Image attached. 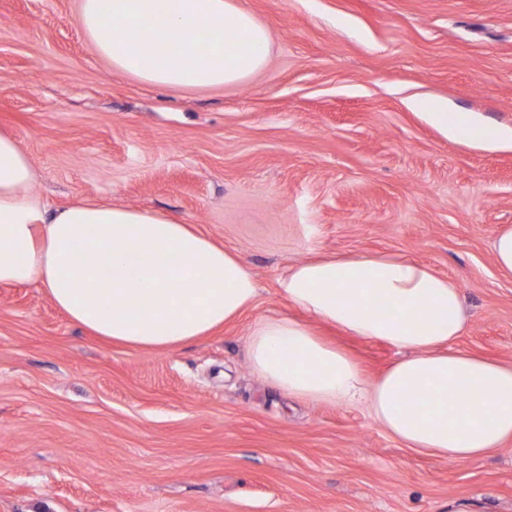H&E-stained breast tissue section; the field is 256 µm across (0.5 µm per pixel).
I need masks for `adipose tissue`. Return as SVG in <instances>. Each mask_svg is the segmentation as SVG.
<instances>
[{"label": "adipose tissue", "mask_w": 512, "mask_h": 512, "mask_svg": "<svg viewBox=\"0 0 512 512\" xmlns=\"http://www.w3.org/2000/svg\"><path fill=\"white\" fill-rule=\"evenodd\" d=\"M79 25L114 70L172 90L236 85L267 65L272 36L236 0H79ZM448 139L512 148V128L416 99ZM16 138L0 132V284H39L78 325L142 349L211 334L253 307L257 284L237 255L159 213L77 203L48 210ZM290 305L345 334L403 354L378 379L303 319L270 318L249 358L289 397L362 404L407 448L442 461L512 440V366L454 348L461 290L432 267L388 254L304 260L278 280Z\"/></svg>", "instance_id": "adipose-tissue-1"}]
</instances>
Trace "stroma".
<instances>
[{
	"label": "stroma",
	"mask_w": 512,
	"mask_h": 512,
	"mask_svg": "<svg viewBox=\"0 0 512 512\" xmlns=\"http://www.w3.org/2000/svg\"><path fill=\"white\" fill-rule=\"evenodd\" d=\"M269 27L264 70L164 90L112 68L78 0H0V132L53 208L86 200L193 224L259 296L164 351L95 336L37 284L0 285V512H512V442L449 462L361 407L297 401L248 354L290 313L277 280L318 255L387 253L460 288L458 349L512 364V150L452 142L414 97L512 126V0H237ZM369 378L398 358L327 325ZM494 263L504 277L512 278V229L502 232L493 243Z\"/></svg>",
	"instance_id": "1"
}]
</instances>
